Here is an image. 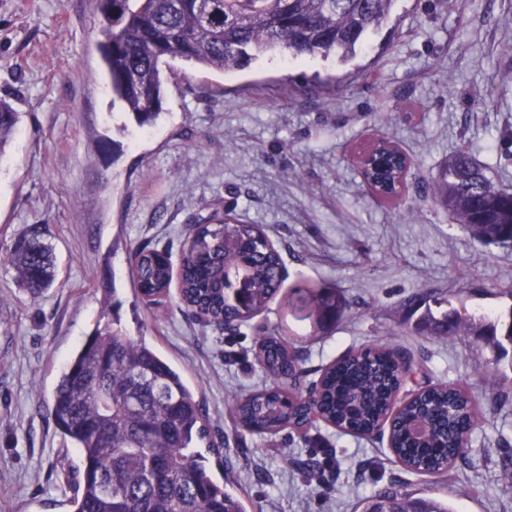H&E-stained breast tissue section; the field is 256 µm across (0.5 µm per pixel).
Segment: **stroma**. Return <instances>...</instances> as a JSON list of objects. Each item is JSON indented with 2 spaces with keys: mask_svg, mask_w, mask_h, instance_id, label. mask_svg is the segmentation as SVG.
I'll use <instances>...</instances> for the list:
<instances>
[{
  "mask_svg": "<svg viewBox=\"0 0 512 512\" xmlns=\"http://www.w3.org/2000/svg\"><path fill=\"white\" fill-rule=\"evenodd\" d=\"M99 21L98 0H0V98L21 114L0 156V244L39 226L58 266L55 286L32 298L0 259V512H71L78 454L50 404L99 326L145 337L184 373L250 512H357L390 486L455 512H512V348L488 331L512 309V248L482 244L432 201L433 175L459 150L512 190V0H395L390 24L346 63L175 62L144 127L112 96ZM378 134L412 160L413 212L370 198L350 163ZM217 204L259 225L284 266L276 299L230 334L187 315L176 294L146 304L129 263L145 245L179 259L187 225ZM315 287L341 293L342 321L310 317ZM423 292L472 319L469 332L421 331ZM261 328L288 339L308 382L349 349L387 341L419 380L466 388L480 418L464 459L426 476L383 436L322 422L272 438L242 429L232 397L270 382Z\"/></svg>",
  "mask_w": 512,
  "mask_h": 512,
  "instance_id": "1",
  "label": "stroma"
}]
</instances>
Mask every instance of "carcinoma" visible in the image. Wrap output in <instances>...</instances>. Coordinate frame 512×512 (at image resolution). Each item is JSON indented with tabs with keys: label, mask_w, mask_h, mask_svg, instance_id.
Listing matches in <instances>:
<instances>
[{
	"label": "carcinoma",
	"mask_w": 512,
	"mask_h": 512,
	"mask_svg": "<svg viewBox=\"0 0 512 512\" xmlns=\"http://www.w3.org/2000/svg\"><path fill=\"white\" fill-rule=\"evenodd\" d=\"M394 0H112L101 12L99 50L112 94L144 126L162 109L172 62L204 70L242 67L269 51L295 57L335 54L354 57L364 37L381 28ZM14 105L0 99V156L19 123ZM402 162L389 153L366 166V180L385 201L394 195ZM434 201L479 241L512 247V194L493 185L469 154L449 158L433 176ZM198 221L186 241L178 278L181 301L198 309L207 325L220 327L235 316L224 307V275L242 267L251 274L253 310L259 312L280 291L282 258L267 246L261 228L234 216L218 224ZM3 259L16 272L20 289L39 297L56 280L53 249L37 229L16 238ZM143 296L171 282L164 251L138 248L131 257ZM316 312L334 321L344 301L330 291L312 295ZM422 323L434 333L460 332L472 325L454 309L437 318L426 308ZM256 357L272 385L232 401L236 423L257 435H273L301 420L302 410L281 403L296 370L288 342L271 332L257 341ZM313 419L344 434L363 436L386 415L401 386L398 361L379 344L352 350L328 365L318 381ZM474 397L454 384L426 385L403 405L391 438V452L409 472L443 473L463 458V437L477 422ZM51 416L64 441L77 449L79 480L72 512H247L242 500L215 476L208 455L222 465L221 450L209 444L207 419L182 373L145 339L118 329L86 336L62 370L52 396ZM361 512H453L436 498H408L384 490Z\"/></svg>",
	"instance_id": "carcinoma-1"
}]
</instances>
